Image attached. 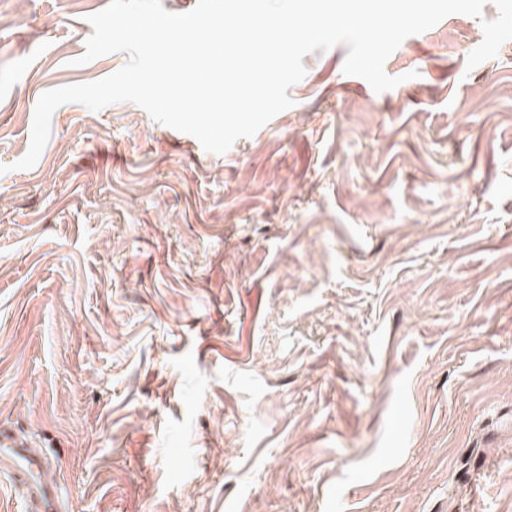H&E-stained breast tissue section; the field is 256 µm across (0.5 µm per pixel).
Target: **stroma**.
I'll list each match as a JSON object with an SVG mask.
<instances>
[{"mask_svg": "<svg viewBox=\"0 0 512 512\" xmlns=\"http://www.w3.org/2000/svg\"><path fill=\"white\" fill-rule=\"evenodd\" d=\"M109 0H0V425L55 512H512V40L339 44L222 155L121 102L56 110ZM418 78H411V71Z\"/></svg>", "mask_w": 512, "mask_h": 512, "instance_id": "1", "label": "stroma"}]
</instances>
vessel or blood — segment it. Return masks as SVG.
I'll return each instance as SVG.
<instances>
[{
  "instance_id": "1",
  "label": "vessel or blood",
  "mask_w": 512,
  "mask_h": 512,
  "mask_svg": "<svg viewBox=\"0 0 512 512\" xmlns=\"http://www.w3.org/2000/svg\"><path fill=\"white\" fill-rule=\"evenodd\" d=\"M47 463L38 449L14 432L0 429V471L17 475L31 512H43L55 500V486L45 479Z\"/></svg>"
}]
</instances>
